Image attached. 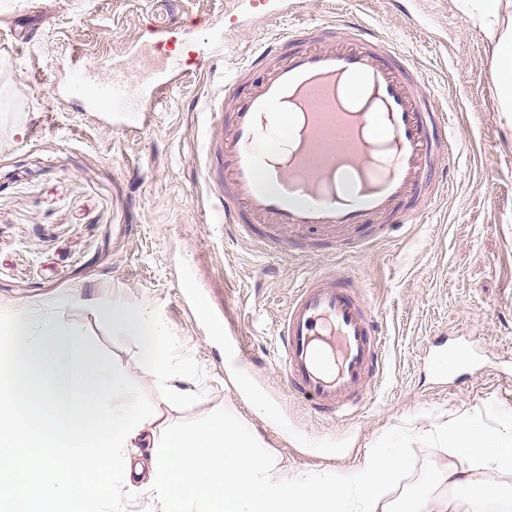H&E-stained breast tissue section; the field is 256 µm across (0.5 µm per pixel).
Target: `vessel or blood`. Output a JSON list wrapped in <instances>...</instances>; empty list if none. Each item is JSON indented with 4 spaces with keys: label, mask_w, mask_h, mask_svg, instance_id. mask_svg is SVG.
Masks as SVG:
<instances>
[{
    "label": "vessel or blood",
    "mask_w": 512,
    "mask_h": 512,
    "mask_svg": "<svg viewBox=\"0 0 512 512\" xmlns=\"http://www.w3.org/2000/svg\"><path fill=\"white\" fill-rule=\"evenodd\" d=\"M164 20L154 44L169 76L182 59L212 56L173 39L178 0H153ZM255 14L294 12L293 0H241ZM247 83L211 113L223 134L203 145L210 210L249 240L320 253L363 250L389 225L423 223L449 187L451 116L385 34L346 20L303 21L253 48L231 77ZM157 82L124 71L72 95L116 119L147 112ZM367 292L341 271L317 270L295 289L277 327V366L289 389L320 415L361 412L384 375L383 334Z\"/></svg>",
    "instance_id": "vessel-or-blood-1"
}]
</instances>
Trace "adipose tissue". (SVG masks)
Masks as SVG:
<instances>
[{"label":"adipose tissue","mask_w":512,"mask_h":512,"mask_svg":"<svg viewBox=\"0 0 512 512\" xmlns=\"http://www.w3.org/2000/svg\"><path fill=\"white\" fill-rule=\"evenodd\" d=\"M477 2L479 18L492 35V83L503 111L512 112L507 3ZM96 312L116 331L138 339L143 362L172 401L186 397L182 376L158 345L164 329L148 306L115 303ZM21 321L36 362L61 390H70L75 372L87 375L102 366L92 347L52 317L34 311ZM500 420L506 432L489 430L465 415L451 421L441 433L451 459L423 491L396 488L406 463L395 448L372 450L357 466L333 477L287 474L277 460L257 452L256 439L229 419L172 428L160 418L127 444L159 451L146 481L159 512H512V488L493 480L512 473V412L504 411Z\"/></svg>","instance_id":"adipose-tissue-1"}]
</instances>
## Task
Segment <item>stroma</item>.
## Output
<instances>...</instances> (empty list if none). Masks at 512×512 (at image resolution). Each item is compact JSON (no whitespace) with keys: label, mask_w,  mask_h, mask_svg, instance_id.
Listing matches in <instances>:
<instances>
[{"label":"stroma","mask_w":512,"mask_h":512,"mask_svg":"<svg viewBox=\"0 0 512 512\" xmlns=\"http://www.w3.org/2000/svg\"><path fill=\"white\" fill-rule=\"evenodd\" d=\"M231 2L182 0L188 38L202 40L214 17L230 28L216 70L188 72L148 119L127 113L122 130L111 113L71 104L69 69L103 79L119 63L134 83L158 69L157 56L140 50L151 0H0V311L52 308L170 422L224 415L288 473L333 475L371 449L398 448L409 462L400 482L426 483L448 459L440 427L468 414L494 428L512 409V112L491 81L489 35L465 0H307L305 19L356 20L390 37L457 130L453 187L428 221L332 260L257 249L206 209L197 155L215 75L281 29L258 17L233 31ZM319 267L369 288L384 332V377L350 417L314 414L275 367L280 317ZM115 301L160 318L163 348L191 374L194 398L171 402L137 340L98 318L95 304ZM238 345L250 360L231 359ZM462 346L469 359L442 366ZM154 454L124 455L125 487L136 494L126 512H156L135 475Z\"/></svg>","instance_id":"stroma-1"}]
</instances>
